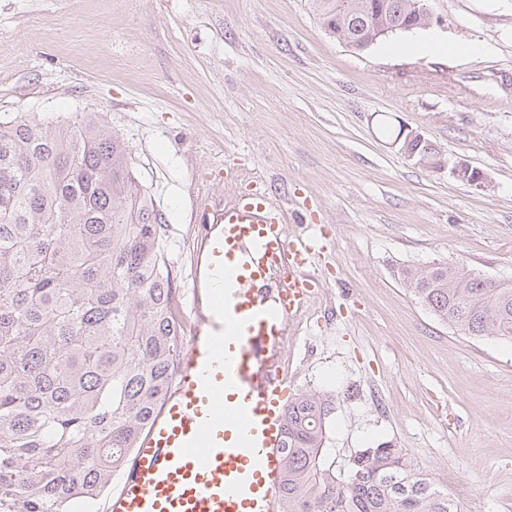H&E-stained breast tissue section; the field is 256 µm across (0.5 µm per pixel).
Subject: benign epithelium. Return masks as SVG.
Wrapping results in <instances>:
<instances>
[{"mask_svg": "<svg viewBox=\"0 0 512 512\" xmlns=\"http://www.w3.org/2000/svg\"><path fill=\"white\" fill-rule=\"evenodd\" d=\"M409 14L415 18V25L425 28L431 24L432 15L425 0H400L396 8L379 11L366 0H358L349 11L342 12L336 19V33L333 37L348 48L365 50L377 38L400 29L397 17ZM398 141L404 142L402 151L415 165L434 173L447 172L478 191L490 187L488 174L466 161H450L431 140L422 134L405 128L401 129Z\"/></svg>", "mask_w": 512, "mask_h": 512, "instance_id": "obj_1", "label": "benign epithelium"}]
</instances>
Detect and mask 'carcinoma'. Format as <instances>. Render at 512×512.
Masks as SVG:
<instances>
[{"label":"carcinoma","mask_w":512,"mask_h":512,"mask_svg":"<svg viewBox=\"0 0 512 512\" xmlns=\"http://www.w3.org/2000/svg\"><path fill=\"white\" fill-rule=\"evenodd\" d=\"M355 0H312L323 29ZM165 224L120 138L92 112L0 122V512H90L175 375L182 326ZM400 280L440 322L512 341V284L445 262ZM330 396L288 402L283 512H461L407 452L324 467Z\"/></svg>","instance_id":"obj_1"}]
</instances>
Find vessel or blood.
I'll return each mask as SVG.
<instances>
[{
    "mask_svg": "<svg viewBox=\"0 0 512 512\" xmlns=\"http://www.w3.org/2000/svg\"><path fill=\"white\" fill-rule=\"evenodd\" d=\"M193 322L173 384L105 512H281L288 381L279 350L314 296L316 240L289 236L266 188L204 197Z\"/></svg>",
    "mask_w": 512,
    "mask_h": 512,
    "instance_id": "1",
    "label": "vessel or blood"
}]
</instances>
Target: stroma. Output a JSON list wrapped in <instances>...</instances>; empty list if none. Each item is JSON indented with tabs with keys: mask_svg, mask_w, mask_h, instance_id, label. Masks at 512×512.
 I'll list each match as a JSON object with an SVG mask.
<instances>
[{
	"mask_svg": "<svg viewBox=\"0 0 512 512\" xmlns=\"http://www.w3.org/2000/svg\"><path fill=\"white\" fill-rule=\"evenodd\" d=\"M476 54L353 51L309 0H0V117L92 112L122 139L166 223L191 319L198 196L266 185L290 233L323 225L321 284L291 323V393L332 396L325 464L389 442L461 512H512V341L463 335L399 268L512 281V0H427ZM404 127L486 171L480 192L408 160Z\"/></svg>",
	"mask_w": 512,
	"mask_h": 512,
	"instance_id": "obj_1",
	"label": "stroma"
}]
</instances>
